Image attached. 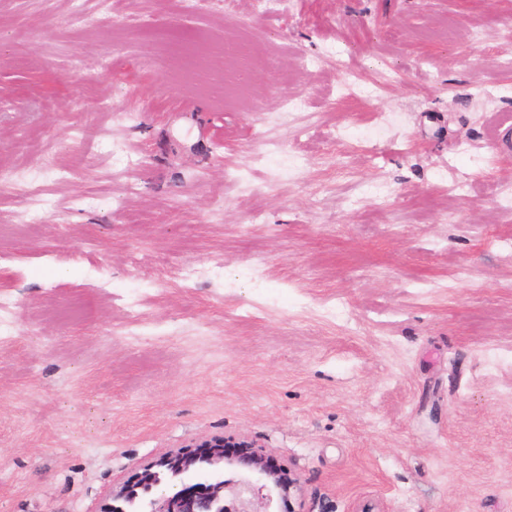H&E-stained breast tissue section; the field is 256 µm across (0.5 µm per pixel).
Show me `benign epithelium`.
Listing matches in <instances>:
<instances>
[{"instance_id":"7a95c632","label":"benign epithelium","mask_w":512,"mask_h":512,"mask_svg":"<svg viewBox=\"0 0 512 512\" xmlns=\"http://www.w3.org/2000/svg\"><path fill=\"white\" fill-rule=\"evenodd\" d=\"M204 465L222 473L233 470L237 477L216 476L150 496L163 481ZM298 489V479L273 465L262 449L249 443L234 446L216 437L135 469L131 478L112 492V503L102 512H277L280 502L292 498Z\"/></svg>"}]
</instances>
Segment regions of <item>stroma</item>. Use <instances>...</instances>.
<instances>
[{
    "label": "stroma",
    "mask_w": 512,
    "mask_h": 512,
    "mask_svg": "<svg viewBox=\"0 0 512 512\" xmlns=\"http://www.w3.org/2000/svg\"><path fill=\"white\" fill-rule=\"evenodd\" d=\"M510 23L0 0V512H101L220 436L293 512H512ZM241 39L242 91L195 85Z\"/></svg>",
    "instance_id": "stroma-1"
}]
</instances>
